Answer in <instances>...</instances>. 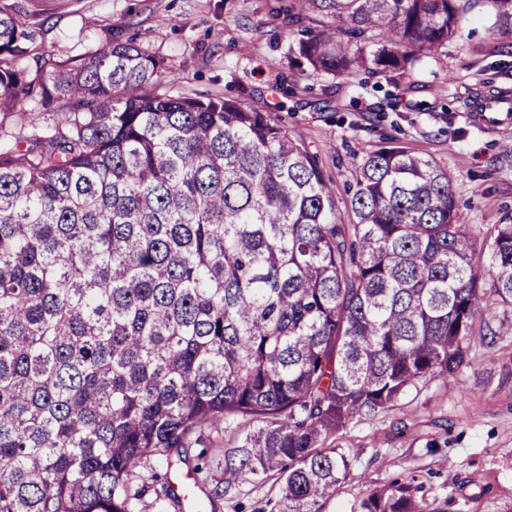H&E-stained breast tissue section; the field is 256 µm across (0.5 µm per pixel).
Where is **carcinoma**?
Instances as JSON below:
<instances>
[{"label":"carcinoma","instance_id":"obj_1","mask_svg":"<svg viewBox=\"0 0 512 512\" xmlns=\"http://www.w3.org/2000/svg\"><path fill=\"white\" fill-rule=\"evenodd\" d=\"M482 2L512 30V0H288L270 16L314 74L402 76ZM34 43L1 6L0 512H143L158 484L195 509L150 461L187 462L205 427L229 437L209 500L273 478L281 512H321L349 469L328 439L512 334L473 330L484 300L512 306V213L475 260L434 159L352 157L346 224L267 113L172 93L132 42L74 66ZM360 509L448 512L398 481Z\"/></svg>","mask_w":512,"mask_h":512}]
</instances>
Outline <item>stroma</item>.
I'll list each match as a JSON object with an SVG mask.
<instances>
[{"instance_id": "35a3bbf8", "label": "stroma", "mask_w": 512, "mask_h": 512, "mask_svg": "<svg viewBox=\"0 0 512 512\" xmlns=\"http://www.w3.org/2000/svg\"><path fill=\"white\" fill-rule=\"evenodd\" d=\"M36 33V52L73 62L114 32L165 58L173 92L231 96L267 112L304 143L330 176L337 204L354 181L352 155L383 141L435 159L457 181L462 223L478 237L512 211V167L496 156L512 138V112H476L496 90L512 99V36L494 32L475 9L446 53L426 58L408 80L364 72L345 78L289 66L274 0H4ZM329 446L349 473L322 512H359L368 490L412 482L432 506L503 512L512 504V335L474 344L457 378H433L393 407L355 418ZM275 480L241 481L217 512H279Z\"/></svg>"}]
</instances>
